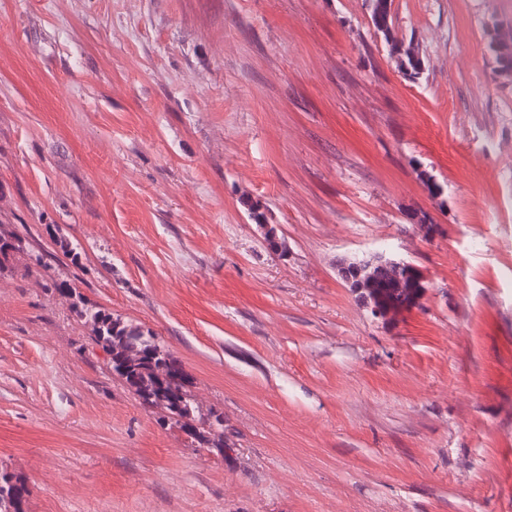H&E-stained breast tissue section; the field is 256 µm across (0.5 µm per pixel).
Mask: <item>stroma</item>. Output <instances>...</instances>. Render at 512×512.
<instances>
[{"label":"stroma","instance_id":"obj_1","mask_svg":"<svg viewBox=\"0 0 512 512\" xmlns=\"http://www.w3.org/2000/svg\"><path fill=\"white\" fill-rule=\"evenodd\" d=\"M391 14L417 78L365 0H0V470L28 512H512V0ZM382 251L427 282L389 321L338 274ZM69 288L156 333L229 458L141 404Z\"/></svg>","mask_w":512,"mask_h":512}]
</instances>
